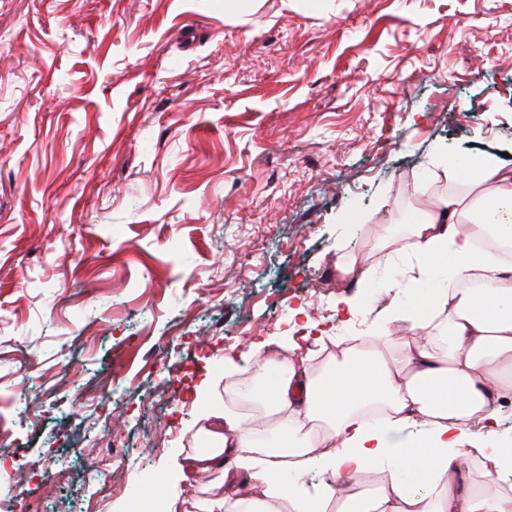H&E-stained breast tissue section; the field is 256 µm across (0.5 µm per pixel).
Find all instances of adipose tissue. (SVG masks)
I'll return each mask as SVG.
<instances>
[{
	"instance_id": "obj_1",
	"label": "adipose tissue",
	"mask_w": 512,
	"mask_h": 512,
	"mask_svg": "<svg viewBox=\"0 0 512 512\" xmlns=\"http://www.w3.org/2000/svg\"><path fill=\"white\" fill-rule=\"evenodd\" d=\"M448 184L382 250L414 258L418 274L447 259L450 287L398 288L379 321L374 346L330 355L320 368L285 354V344L257 345V373L271 383L263 406L245 413L235 383L211 407V448L176 463L179 477L222 472L210 486L208 512H512V451L489 447L497 408L512 398V265L475 242L487 230L512 240V160L477 150L467 166L437 164ZM412 332L386 355L394 324ZM385 406L388 424L370 428L360 411ZM278 437L257 438L258 423ZM320 469L309 489H282V468ZM373 473L374 493L348 491Z\"/></svg>"
}]
</instances>
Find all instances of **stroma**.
Wrapping results in <instances>:
<instances>
[{"label":"stroma","mask_w":512,"mask_h":512,"mask_svg":"<svg viewBox=\"0 0 512 512\" xmlns=\"http://www.w3.org/2000/svg\"><path fill=\"white\" fill-rule=\"evenodd\" d=\"M512 146V0H0V474L43 512H84L112 473L171 484L224 385L304 307L336 311L423 171ZM175 432L161 436L164 426Z\"/></svg>","instance_id":"obj_1"}]
</instances>
